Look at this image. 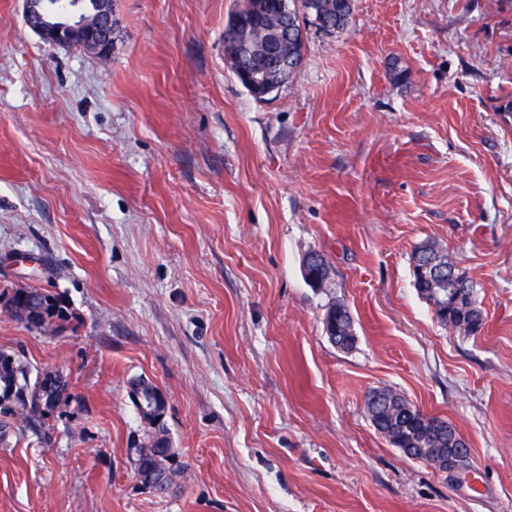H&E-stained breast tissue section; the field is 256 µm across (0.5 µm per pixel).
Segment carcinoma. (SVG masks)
I'll use <instances>...</instances> for the list:
<instances>
[{
	"instance_id": "cac0c4a2",
	"label": "carcinoma",
	"mask_w": 512,
	"mask_h": 512,
	"mask_svg": "<svg viewBox=\"0 0 512 512\" xmlns=\"http://www.w3.org/2000/svg\"><path fill=\"white\" fill-rule=\"evenodd\" d=\"M351 12V0H292L290 3L271 0L258 22L240 30L234 44L224 46L225 63L238 76L264 61L267 46L274 39L279 46L278 57L267 64L266 79L277 84L284 73H293L302 60L300 16L312 17L321 30L340 32L347 27ZM412 259L415 287L435 310L442 309V304L448 302V277L455 264L447 253L428 241L415 247ZM458 284L468 302L461 309L439 317V321L472 335L482 329L484 318L477 305L473 282L464 276ZM6 303L30 329L52 327L71 316L64 301L46 288L15 289ZM324 327L327 332L335 331L328 339L337 348L347 351L353 348L356 336L350 312L344 303L337 302L326 310ZM30 384V370L11 357L0 354V401L10 400L18 404L26 411V417L33 419L42 414V408L25 398ZM366 408L375 429L394 447L415 449V458L430 466L441 467L444 448H455L458 455L468 456V443L453 424H448L446 432L427 429L422 425L420 409L390 389H375V399L366 402ZM135 454L139 481L158 494L168 492L161 478L171 482L185 466L179 453L171 447L160 421L154 424L149 443L136 448Z\"/></svg>"
}]
</instances>
